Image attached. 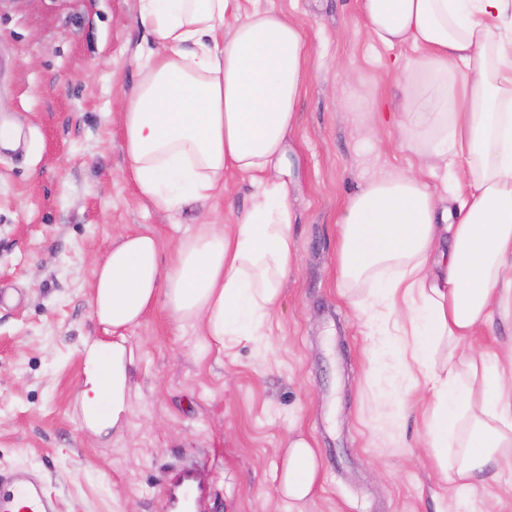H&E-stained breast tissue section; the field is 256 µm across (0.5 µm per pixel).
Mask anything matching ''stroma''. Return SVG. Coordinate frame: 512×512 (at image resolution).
Wrapping results in <instances>:
<instances>
[{"label":"stroma","instance_id":"35a3bbf8","mask_svg":"<svg viewBox=\"0 0 512 512\" xmlns=\"http://www.w3.org/2000/svg\"><path fill=\"white\" fill-rule=\"evenodd\" d=\"M302 28L307 66L288 134L297 262L268 334L211 345L164 302L126 330L136 351L123 429L80 426L83 344L93 262L125 233L153 235L169 265L196 225L233 224L251 187L177 212L154 208L124 176L118 101L135 86L134 52L150 35L138 0H0V472L28 470L59 512H173L192 480L198 512H289L279 490L289 435L322 461L302 512H512V455L494 480L459 489L455 450L431 448V393L411 359L375 353L359 294L346 293L339 217L370 177L444 173L403 141L397 122L369 130L367 112H402L392 62L410 46L375 42L358 0H242ZM512 342L502 321L460 350L492 358Z\"/></svg>","mask_w":512,"mask_h":512}]
</instances>
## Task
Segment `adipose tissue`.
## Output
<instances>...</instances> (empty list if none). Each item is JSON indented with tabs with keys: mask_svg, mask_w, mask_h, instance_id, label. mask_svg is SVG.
I'll list each match as a JSON object with an SVG mask.
<instances>
[{
	"mask_svg": "<svg viewBox=\"0 0 512 512\" xmlns=\"http://www.w3.org/2000/svg\"><path fill=\"white\" fill-rule=\"evenodd\" d=\"M360 12L377 42L417 49L401 65L403 137L444 169L459 204L441 210L415 172L366 180L339 218V270L368 284L372 305H404L393 346L431 382L430 445L457 446L466 489L512 453V344L461 367L436 368L434 352L493 319L512 323V0H360ZM138 17L153 41L137 48L140 78L119 107L128 179L167 212L213 198L228 171L248 179L251 200L235 224L198 225L166 268L154 236L120 235L94 263V317L117 332L162 300L216 345L255 340L297 260L280 162L304 34L276 10L241 13L238 0H138ZM83 355L81 424L102 435L129 412L136 355L98 337ZM318 479L315 449L289 438L284 497L303 502Z\"/></svg>",
	"mask_w": 512,
	"mask_h": 512,
	"instance_id": "1",
	"label": "adipose tissue"
}]
</instances>
